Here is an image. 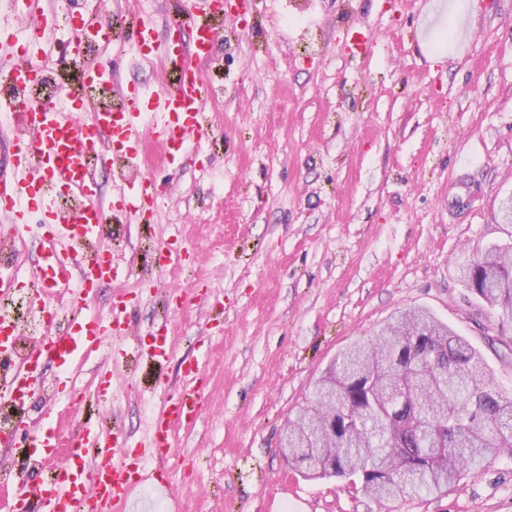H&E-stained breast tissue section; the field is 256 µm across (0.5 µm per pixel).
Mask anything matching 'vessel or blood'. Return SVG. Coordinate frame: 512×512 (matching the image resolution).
Listing matches in <instances>:
<instances>
[{
  "label": "vessel or blood",
  "instance_id": "1",
  "mask_svg": "<svg viewBox=\"0 0 512 512\" xmlns=\"http://www.w3.org/2000/svg\"><path fill=\"white\" fill-rule=\"evenodd\" d=\"M208 0H192L188 19H174L175 27L190 23L193 33L191 51L174 46L158 47L153 30L144 19H137L132 46L142 56L164 54L172 79L160 90L144 94L127 93L117 75L99 61L85 60L79 79L85 84L107 85L113 97L122 102L117 111L99 112L87 117L74 95L57 103H41L29 95L30 84L38 76L31 51L22 56L11 53L19 42L18 34L6 36V50L0 51V70L13 85V96L0 102V129L11 130L8 142L0 145V222L8 233L0 237V247H12L30 227L32 214H40L44 229L43 262L22 272L0 270V292L13 288L31 289L33 309L42 315L65 307L69 325L65 337L41 348L42 358L54 359L60 372L56 377L59 394L71 392L72 369L78 359L96 353L105 336L125 337L128 331L130 300L115 295L108 319H101L93 304L98 288L131 277V267L120 266L111 251L96 250L85 264L71 256L69 241L75 236L95 240L106 211L95 197L91 159L99 157L102 143L113 147L116 157L133 161L145 135H152L165 147V160L173 172H180L186 154L206 136L201 116L206 88L200 79L197 62L213 56L218 28ZM19 9L42 17L43 26L36 37H53L57 23L48 0H19ZM77 196L78 206L63 210L57 196ZM119 197L126 212L138 222L152 221L156 212L157 187L147 177L128 180ZM188 263L186 247L168 244L157 254L161 270L177 271ZM48 288L59 292L57 303L44 297ZM153 342L140 349L147 363L166 359L173 351L167 324L153 326ZM183 384L166 393L149 417L148 432L134 441L122 430L101 427L83 428L75 445V454L63 467L55 483L31 492L38 495L44 512H132L134 490L144 484H157L170 491V472L179 463L174 437L177 430L193 425L199 417L206 392L203 362L193 359L182 366Z\"/></svg>",
  "mask_w": 512,
  "mask_h": 512
}]
</instances>
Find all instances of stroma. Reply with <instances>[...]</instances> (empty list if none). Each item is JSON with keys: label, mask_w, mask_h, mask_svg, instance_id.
<instances>
[{"label": "stroma", "mask_w": 512, "mask_h": 512, "mask_svg": "<svg viewBox=\"0 0 512 512\" xmlns=\"http://www.w3.org/2000/svg\"><path fill=\"white\" fill-rule=\"evenodd\" d=\"M209 83L208 138L179 175L153 168L165 192L155 222L115 204L118 175L101 167L116 257L143 294L130 344L168 321L172 356L129 352L113 400L73 424H116L139 438L145 402L179 388L181 364L203 358L206 400L176 434L183 460L171 512H512V455L464 474L446 495L376 502L349 479L313 480L279 448L289 415L349 343L395 312L422 307L484 357L512 395V319L458 279L460 257L512 240L500 205L512 195V0H261L224 16ZM479 194L451 221L460 184ZM180 239L189 269L161 271L149 245ZM208 285L221 303L178 309L167 287Z\"/></svg>", "instance_id": "stroma-1"}]
</instances>
